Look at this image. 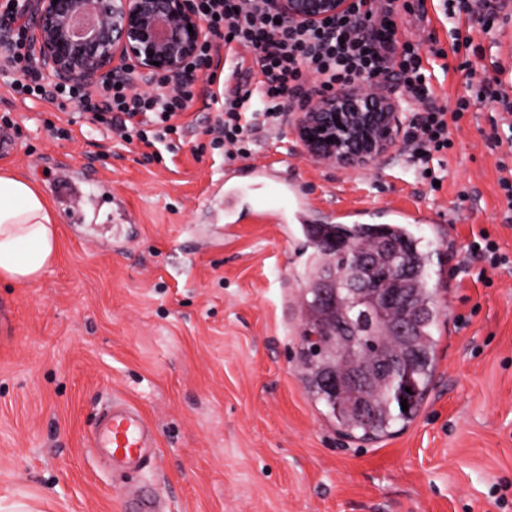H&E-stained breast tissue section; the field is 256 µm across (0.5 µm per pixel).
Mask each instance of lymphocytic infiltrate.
Wrapping results in <instances>:
<instances>
[{
	"label": "lymphocytic infiltrate",
	"mask_w": 512,
	"mask_h": 512,
	"mask_svg": "<svg viewBox=\"0 0 512 512\" xmlns=\"http://www.w3.org/2000/svg\"><path fill=\"white\" fill-rule=\"evenodd\" d=\"M395 0H353L348 13L328 18L314 27L289 24L278 18L268 0H253L250 10L240 8V0H196V8L207 27V39L186 69L178 92L166 91L165 78L156 79L144 89L131 79H115L100 90L81 86H50L35 67L24 27L16 26L13 0H0V19L14 22L11 40L0 47V68L20 70L12 80L13 92L39 101L65 105L75 98L82 104L86 119L113 132L126 143L138 142L151 148L165 145L174 150V135L183 126L180 118L195 96L194 87L202 67L210 65L214 40H222L227 51L249 49L254 55L253 80L226 91L219 103L215 121L208 129L213 148L232 158L242 153L245 136L256 128L259 119L278 120L291 100L307 101L312 94L323 95L338 85H349L371 73L389 70L398 76V86L416 106L411 113L408 140L411 162L427 171L429 181L434 156L448 149V122L462 117L471 100L458 98L454 109L438 106L429 68L432 59L446 57L470 45L463 32L461 15L472 14L470 0H445L444 16L450 24V48L432 41L428 48L403 41L392 24ZM320 83L306 89L304 74Z\"/></svg>",
	"instance_id": "f902f5d3"
}]
</instances>
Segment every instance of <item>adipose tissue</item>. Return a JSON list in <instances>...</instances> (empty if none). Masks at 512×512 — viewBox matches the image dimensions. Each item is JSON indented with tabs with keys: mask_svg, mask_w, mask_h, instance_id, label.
I'll use <instances>...</instances> for the list:
<instances>
[{
	"mask_svg": "<svg viewBox=\"0 0 512 512\" xmlns=\"http://www.w3.org/2000/svg\"><path fill=\"white\" fill-rule=\"evenodd\" d=\"M57 222L28 179L0 173V278L36 285L57 253Z\"/></svg>",
	"mask_w": 512,
	"mask_h": 512,
	"instance_id": "adipose-tissue-1",
	"label": "adipose tissue"
}]
</instances>
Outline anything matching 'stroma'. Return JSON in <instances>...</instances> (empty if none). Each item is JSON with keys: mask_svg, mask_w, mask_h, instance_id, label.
<instances>
[{"mask_svg": "<svg viewBox=\"0 0 512 512\" xmlns=\"http://www.w3.org/2000/svg\"><path fill=\"white\" fill-rule=\"evenodd\" d=\"M406 41L450 46L437 0H396ZM212 60L179 150L146 160L140 143L101 135L74 105L20 100L0 75V114L17 129L0 171L30 180L59 218L61 248L33 287L0 281V512H120L135 488L165 512H512V146L493 122L512 111L474 101L450 124L444 179L431 191L399 144L350 170L306 156L289 117L259 127L246 158L208 149L214 88L249 81ZM469 63V72L458 69ZM512 72V18L495 47L449 54L444 105ZM64 116L72 136L47 121ZM296 182L310 223L385 224L412 214L430 252L441 311L426 396L389 436L350 437L301 377V300L313 252L300 225L257 222L258 185L224 213L229 167ZM488 233L509 264L469 246ZM134 404L156 434L153 463L112 470L87 445L101 407Z\"/></svg>", "mask_w": 512, "mask_h": 512, "instance_id": "stroma-1", "label": "stroma"}]
</instances>
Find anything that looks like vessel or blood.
Segmentation results:
<instances>
[{
    "label": "vessel or blood",
    "instance_id": "1",
    "mask_svg": "<svg viewBox=\"0 0 512 512\" xmlns=\"http://www.w3.org/2000/svg\"><path fill=\"white\" fill-rule=\"evenodd\" d=\"M153 444L148 423L135 406L126 402L106 409L91 436L92 448L108 456L116 468L149 464ZM121 510L161 512V504L154 496L145 493L124 498Z\"/></svg>",
    "mask_w": 512,
    "mask_h": 512
}]
</instances>
